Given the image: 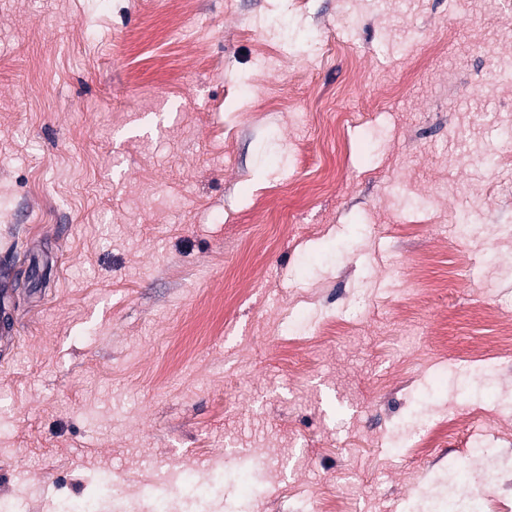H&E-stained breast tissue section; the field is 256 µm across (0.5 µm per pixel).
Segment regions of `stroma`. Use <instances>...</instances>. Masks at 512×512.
Wrapping results in <instances>:
<instances>
[{"label":"stroma","mask_w":512,"mask_h":512,"mask_svg":"<svg viewBox=\"0 0 512 512\" xmlns=\"http://www.w3.org/2000/svg\"><path fill=\"white\" fill-rule=\"evenodd\" d=\"M509 58L512 0H0V501L246 451L214 512L512 507Z\"/></svg>","instance_id":"35a3bbf8"}]
</instances>
